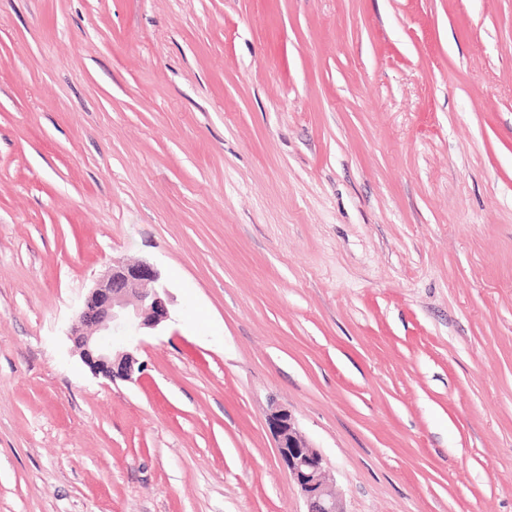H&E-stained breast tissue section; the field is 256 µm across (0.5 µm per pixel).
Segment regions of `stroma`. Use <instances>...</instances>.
<instances>
[{"label":"stroma","instance_id":"obj_1","mask_svg":"<svg viewBox=\"0 0 512 512\" xmlns=\"http://www.w3.org/2000/svg\"><path fill=\"white\" fill-rule=\"evenodd\" d=\"M277 406L346 512H512V0H0V512H305ZM130 298L136 300L130 310ZM171 298L161 273L151 264L112 265L87 298L69 336L84 362L109 380H133L142 370L134 355L135 336L168 321ZM95 327L97 334L85 327Z\"/></svg>","mask_w":512,"mask_h":512}]
</instances>
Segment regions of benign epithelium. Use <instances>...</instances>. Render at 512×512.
Instances as JSON below:
<instances>
[{
    "label": "benign epithelium",
    "mask_w": 512,
    "mask_h": 512,
    "mask_svg": "<svg viewBox=\"0 0 512 512\" xmlns=\"http://www.w3.org/2000/svg\"><path fill=\"white\" fill-rule=\"evenodd\" d=\"M171 298L151 264L118 265L97 284L70 331L84 362L109 380H132L142 370L133 339L168 321ZM281 464L300 487L306 512H345L325 486V460L310 446L292 413L277 407L267 417Z\"/></svg>",
    "instance_id": "7a95c632"
}]
</instances>
